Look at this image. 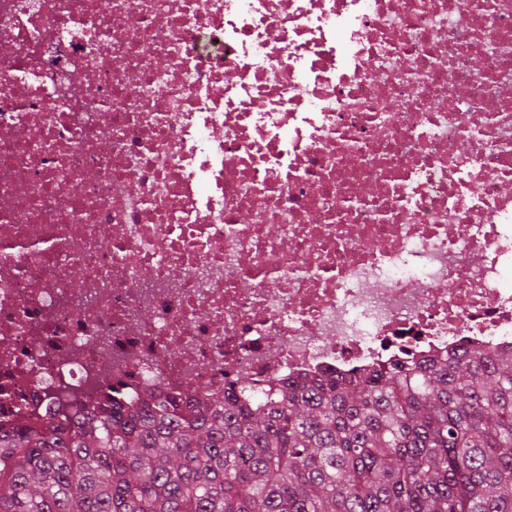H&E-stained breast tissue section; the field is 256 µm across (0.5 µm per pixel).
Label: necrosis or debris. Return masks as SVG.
<instances>
[{
    "mask_svg": "<svg viewBox=\"0 0 512 512\" xmlns=\"http://www.w3.org/2000/svg\"><path fill=\"white\" fill-rule=\"evenodd\" d=\"M512 349V0H0V430Z\"/></svg>",
    "mask_w": 512,
    "mask_h": 512,
    "instance_id": "4bbe7bcc",
    "label": "necrosis or debris"
}]
</instances>
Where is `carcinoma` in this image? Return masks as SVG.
I'll list each match as a JSON object with an SVG mask.
<instances>
[{"label": "carcinoma", "instance_id": "obj_1", "mask_svg": "<svg viewBox=\"0 0 512 512\" xmlns=\"http://www.w3.org/2000/svg\"><path fill=\"white\" fill-rule=\"evenodd\" d=\"M0 512H512V350L0 431Z\"/></svg>", "mask_w": 512, "mask_h": 512}]
</instances>
